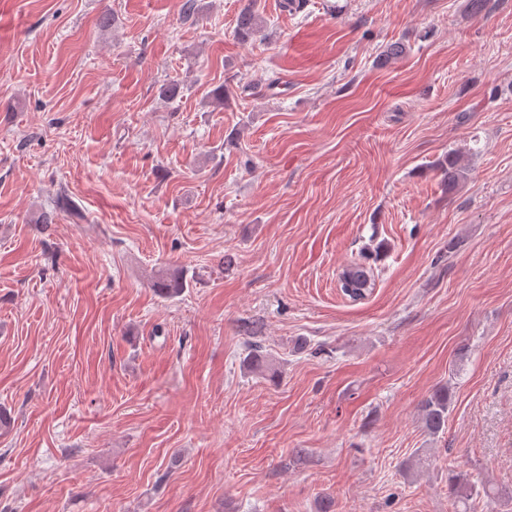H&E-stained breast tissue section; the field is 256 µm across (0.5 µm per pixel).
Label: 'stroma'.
Here are the masks:
<instances>
[{"label": "stroma", "instance_id": "stroma-1", "mask_svg": "<svg viewBox=\"0 0 512 512\" xmlns=\"http://www.w3.org/2000/svg\"><path fill=\"white\" fill-rule=\"evenodd\" d=\"M183 2L0 0V512L511 489L512 0ZM256 0H250L238 14L236 19V34L242 42L251 40L261 29L263 18L256 8ZM440 171L448 186V191L453 190L459 183L466 179L467 169L459 163V155L456 152L448 153L439 164ZM341 276L358 296H367L374 287L373 273L360 263H350L343 267ZM452 404L450 388H440L421 401L420 411L426 430L435 435L445 428Z\"/></svg>", "mask_w": 512, "mask_h": 512}]
</instances>
